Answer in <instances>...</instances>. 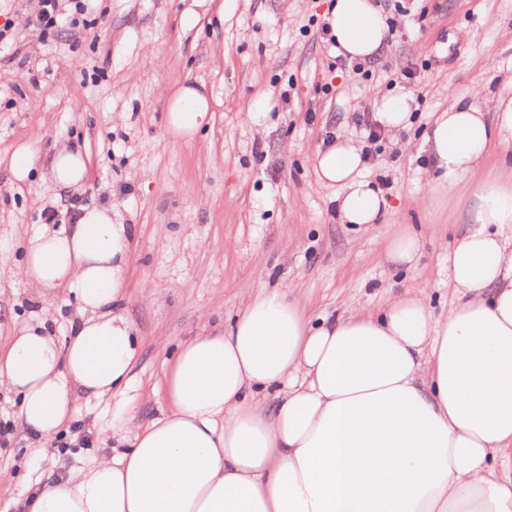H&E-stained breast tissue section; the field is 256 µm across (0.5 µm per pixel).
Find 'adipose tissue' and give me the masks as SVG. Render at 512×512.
Masks as SVG:
<instances>
[{"label":"adipose tissue","mask_w":512,"mask_h":512,"mask_svg":"<svg viewBox=\"0 0 512 512\" xmlns=\"http://www.w3.org/2000/svg\"><path fill=\"white\" fill-rule=\"evenodd\" d=\"M338 54L373 58L388 32L373 0H335L326 17ZM459 98L424 144L454 193L492 147L512 143V98L493 113ZM213 120L204 86L167 101L165 130L194 140ZM346 223L386 205L354 141L312 157ZM86 156L57 148L56 189L82 185ZM448 247L446 316L408 285L375 310L313 322L288 282L248 296L228 329L180 344L167 409L112 432V452L35 489L29 512H512V165L481 181ZM137 227L107 205L27 239L8 274L71 310L57 339L33 318L0 346V387L52 456L81 400L131 382L139 338L125 314Z\"/></svg>","instance_id":"obj_1"}]
</instances>
